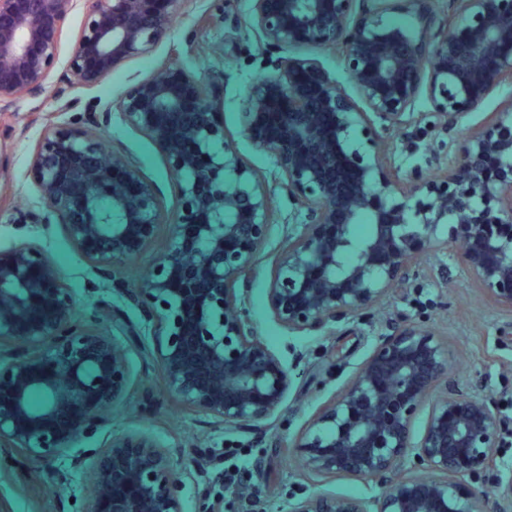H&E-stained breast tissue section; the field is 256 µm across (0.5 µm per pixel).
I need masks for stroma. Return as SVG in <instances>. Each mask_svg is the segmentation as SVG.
Listing matches in <instances>:
<instances>
[{
  "mask_svg": "<svg viewBox=\"0 0 512 512\" xmlns=\"http://www.w3.org/2000/svg\"><path fill=\"white\" fill-rule=\"evenodd\" d=\"M253 0H187L167 43L153 55L125 63L101 86L73 87L72 96L82 104L103 107L122 97L130 84L153 74L166 57L170 44L181 45L183 66L204 75L224 99V133L236 143L248 163L271 186L269 221L264 243L248 276L265 283L274 272L288 234L299 232L301 219L295 215L288 194L278 181L272 157L245 140L241 132L238 103L255 75L260 48L251 29ZM49 94L27 97L14 107L15 113L0 121V156L7 165L0 176L8 182L12 199L36 202L29 170L31 154L41 138L38 113L53 111ZM434 117L420 110L418 122L428 128L427 152L416 151L405 133L391 137L392 158L402 171L414 166L428 169L436 160L455 151L446 134L433 131ZM113 143L122 144L142 160V174L160 187L162 222L155 241L126 268L152 266L158 250L173 242L170 220L177 208L175 187L165 176L166 162L156 151H142L145 139L113 119L107 132ZM63 236L53 229L41 243L61 278L75 288V313L91 319L88 294L95 287V273L75 252L59 260ZM422 271L400 286L384 303L381 313L364 321L337 327L334 335L292 336L269 315L261 294H253L250 313L258 336L281 355L289 370L288 396L267 425L241 432L197 412L167 395L160 369L154 360V328L143 327L136 310L120 295H112L119 315L111 324L113 340L129 359V379L123 403L114 408L93 441L79 440L47 463H34L12 448L0 447V512H57V498L67 495L86 501L92 491L91 461L82 460L86 445L104 447L112 440L145 432L153 435L179 468L188 470L184 497H191L195 484L214 479L212 464L197 461L196 448L207 449L213 460L224 450L238 449L246 466L236 485L224 494V512H296L301 500L313 493L351 489L378 498L382 484L375 479L338 476L330 479L305 474L292 444L316 411L328 402L356 372L379 336L399 317L412 316L438 327L457 358L455 376L475 394L497 396L512 408V316L483 299L477 281L458 258L439 251L425 256Z\"/></svg>",
  "mask_w": 512,
  "mask_h": 512,
  "instance_id": "obj_1",
  "label": "stroma"
}]
</instances>
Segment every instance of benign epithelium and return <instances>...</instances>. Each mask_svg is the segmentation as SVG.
I'll use <instances>...</instances> for the list:
<instances>
[{
    "label": "benign epithelium",
    "mask_w": 512,
    "mask_h": 512,
    "mask_svg": "<svg viewBox=\"0 0 512 512\" xmlns=\"http://www.w3.org/2000/svg\"><path fill=\"white\" fill-rule=\"evenodd\" d=\"M253 2L262 53L241 104L243 132L274 159L304 217L266 292L278 324L328 336L373 314L422 256L441 249L456 251L483 296L512 312V113H494L429 172L403 177L384 150L423 100L452 141L463 116L512 87V0ZM185 3L0 0V112L49 88L58 112L77 110L71 84L95 87L153 54ZM77 12L82 22L62 64ZM393 15L410 18L412 29L391 24ZM295 47L339 55L354 93L317 59L288 54ZM179 55L171 47L115 104L47 121L29 164L37 205L0 212L20 232L0 246L1 448L48 461L73 439L93 437L127 387L122 349L98 319L76 317L69 287L37 242L54 224L144 322L159 325L169 395L235 429L271 420L287 396L288 368L254 334L245 308L246 272L267 232L266 180L225 140L224 106L205 78L175 62ZM115 111L179 176L175 241L134 288L119 269L155 240L159 188L122 148L105 144ZM360 221L372 231L356 246L349 227ZM353 247L356 259L340 267ZM35 308L47 315L34 318ZM36 386L51 397L42 414L27 405ZM436 391L416 436L414 422ZM509 438L512 417L495 397L460 386L439 330L406 317L293 445L307 473L378 479L382 496L318 494L298 512H502L512 478L491 488L484 478ZM83 458L94 462L93 495L83 504L62 497L58 512H182V474L151 437L86 448ZM193 507L224 512V498L198 484Z\"/></svg>",
    "instance_id": "obj_1"
}]
</instances>
